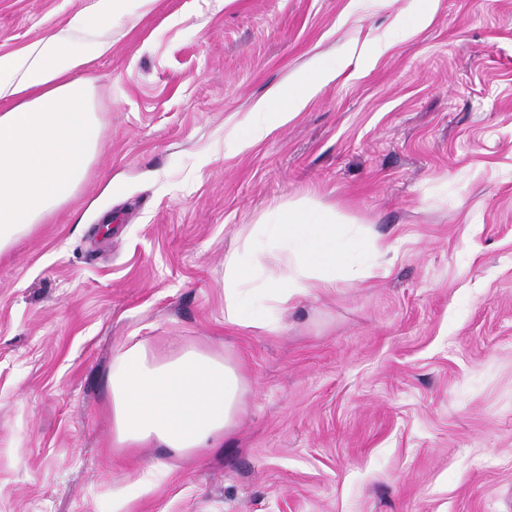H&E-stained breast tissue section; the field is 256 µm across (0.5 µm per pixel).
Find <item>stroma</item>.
Segmentation results:
<instances>
[{
	"label": "stroma",
	"instance_id": "obj_1",
	"mask_svg": "<svg viewBox=\"0 0 512 512\" xmlns=\"http://www.w3.org/2000/svg\"><path fill=\"white\" fill-rule=\"evenodd\" d=\"M82 5L0 0V51ZM112 41L87 182L0 255V512H114L117 488L125 512H512V0H159ZM326 62L238 147L257 100ZM301 198L393 242L392 265L277 332L225 324L240 229ZM132 336L240 363L223 447L113 448ZM149 465L170 472L143 494ZM336 78V67L327 65L295 81L288 91L272 88L257 101L247 117L233 130L241 148H249L262 141L271 131L288 123L309 103L323 84Z\"/></svg>",
	"mask_w": 512,
	"mask_h": 512
}]
</instances>
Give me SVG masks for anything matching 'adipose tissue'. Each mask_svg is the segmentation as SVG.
Segmentation results:
<instances>
[{"label": "adipose tissue", "mask_w": 512, "mask_h": 512, "mask_svg": "<svg viewBox=\"0 0 512 512\" xmlns=\"http://www.w3.org/2000/svg\"><path fill=\"white\" fill-rule=\"evenodd\" d=\"M158 0H84L65 24L24 47L0 52V254L46 223L86 182L101 149L94 80L86 71L112 53V32L134 23ZM327 65L269 90L233 130L240 147L288 123L323 84ZM224 257V320L274 331L299 299L335 287L337 273L367 281L393 246L333 210L292 201L239 232ZM245 378L205 345L177 349L147 339L117 351L109 385L112 445H154L187 458L214 447L236 426Z\"/></svg>", "instance_id": "ef3b65f1"}]
</instances>
